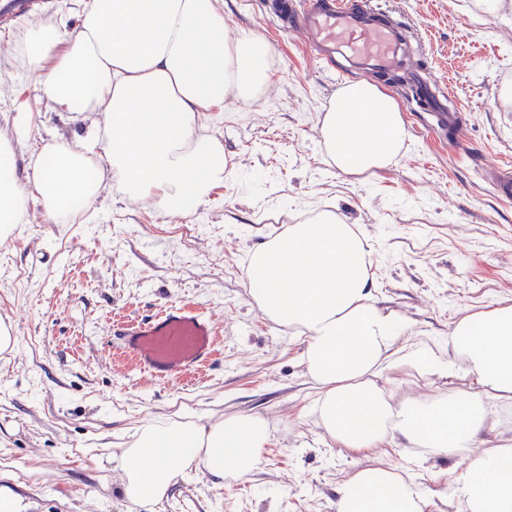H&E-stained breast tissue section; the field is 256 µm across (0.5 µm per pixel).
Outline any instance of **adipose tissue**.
<instances>
[{
    "label": "adipose tissue",
    "instance_id": "obj_1",
    "mask_svg": "<svg viewBox=\"0 0 512 512\" xmlns=\"http://www.w3.org/2000/svg\"><path fill=\"white\" fill-rule=\"evenodd\" d=\"M222 0H82L76 30L29 23L18 37L54 109L98 114L79 142L45 145L28 180L18 176L22 140L0 134V242L27 221L40 198L48 216H78L113 177L127 197L189 216L228 175L224 148L201 135L203 113L228 95L247 102L271 80V48L260 36H224ZM320 135L337 169L361 174L394 163L404 120L394 100L359 82L337 91ZM102 155L105 171L91 172ZM374 254L338 220L291 224L250 254V296L270 320L304 335L303 364L318 392L313 411L339 446L361 453L389 436L422 458L463 465L449 496L460 512H512V443L483 448L489 401L512 403V303L458 318L448 344L477 392H447L393 409L377 378L406 325L372 293ZM265 418L227 414L204 424L143 427L120 454L123 493L134 503L166 497L179 476L203 468L216 477L259 470L270 443ZM431 502L405 471L367 465L336 491V512H427Z\"/></svg>",
    "mask_w": 512,
    "mask_h": 512
}]
</instances>
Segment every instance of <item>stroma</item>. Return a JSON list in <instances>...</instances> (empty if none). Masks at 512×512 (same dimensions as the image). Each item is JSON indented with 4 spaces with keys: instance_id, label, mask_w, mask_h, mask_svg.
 <instances>
[{
    "instance_id": "1",
    "label": "stroma",
    "mask_w": 512,
    "mask_h": 512,
    "mask_svg": "<svg viewBox=\"0 0 512 512\" xmlns=\"http://www.w3.org/2000/svg\"><path fill=\"white\" fill-rule=\"evenodd\" d=\"M372 2L418 28L423 65L451 85L466 119L459 132H436L419 107L405 108L395 163L371 174L336 169L320 136L342 87L335 69L278 27L270 0H224L226 36L249 32L273 49L260 96L228 97L202 119L233 178L187 217L116 185L70 220L50 219L34 198L26 224L0 243V323L16 340L0 352V486L29 512H336L337 487L376 462L409 469L431 512H457L447 492L458 460L415 462L396 437L364 455L333 446L311 411L317 390L303 336L263 316L245 277L250 251L271 234L331 216L373 248V293L408 325L398 348L425 344L451 361L452 324L512 300V203L483 179L485 164L512 163V0L495 15L479 0ZM79 9V0H45L0 24V132L12 134L17 104L30 113L20 178L46 143L79 140L89 122L50 109L14 38L30 20L73 31ZM174 303L212 316L218 353L199 372L160 383L127 357L119 332ZM378 384L396 401L476 389L463 367L422 376L399 361ZM236 412L268 422L259 471L221 479L191 470L159 502L125 498L118 457L141 426Z\"/></svg>"
}]
</instances>
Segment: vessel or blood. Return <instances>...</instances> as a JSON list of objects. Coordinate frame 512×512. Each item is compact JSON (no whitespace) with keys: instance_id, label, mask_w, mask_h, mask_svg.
<instances>
[{"instance_id":"1","label":"vessel or blood","mask_w":512,"mask_h":512,"mask_svg":"<svg viewBox=\"0 0 512 512\" xmlns=\"http://www.w3.org/2000/svg\"><path fill=\"white\" fill-rule=\"evenodd\" d=\"M284 25L300 31L315 47L318 60L334 64L339 77L374 75L403 67L420 89L424 110L440 131L456 125L447 92L433 89L426 70L410 63L409 29L371 0H277ZM484 180L501 201H512V168L485 165ZM125 349L140 370L169 381L210 362L215 355V328L197 308L173 304L123 332Z\"/></svg>"}]
</instances>
